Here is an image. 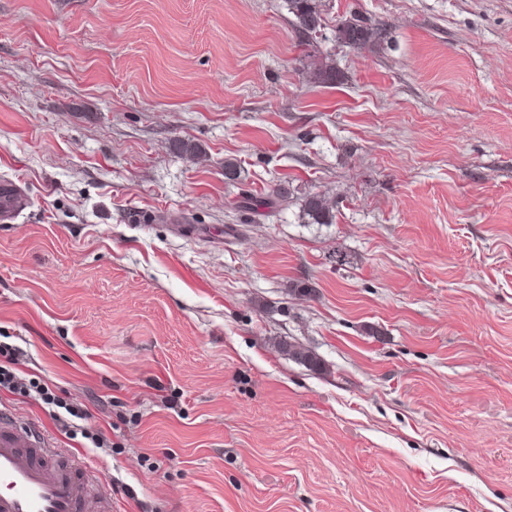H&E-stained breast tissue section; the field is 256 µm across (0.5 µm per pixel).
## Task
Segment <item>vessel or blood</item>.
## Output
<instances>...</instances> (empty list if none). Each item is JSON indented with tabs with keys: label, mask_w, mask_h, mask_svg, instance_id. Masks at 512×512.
Here are the masks:
<instances>
[{
	"label": "vessel or blood",
	"mask_w": 512,
	"mask_h": 512,
	"mask_svg": "<svg viewBox=\"0 0 512 512\" xmlns=\"http://www.w3.org/2000/svg\"><path fill=\"white\" fill-rule=\"evenodd\" d=\"M109 483L0 412V512H110Z\"/></svg>",
	"instance_id": "b4317fda"
}]
</instances>
